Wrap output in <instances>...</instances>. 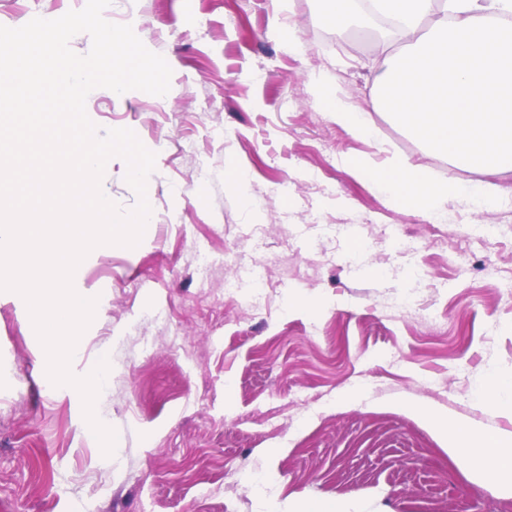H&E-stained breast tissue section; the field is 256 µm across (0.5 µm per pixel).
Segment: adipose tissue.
I'll use <instances>...</instances> for the list:
<instances>
[{
  "label": "adipose tissue",
  "mask_w": 512,
  "mask_h": 512,
  "mask_svg": "<svg viewBox=\"0 0 512 512\" xmlns=\"http://www.w3.org/2000/svg\"><path fill=\"white\" fill-rule=\"evenodd\" d=\"M376 15L395 22L405 49L387 57L375 83L385 109L418 140L455 166L486 174V182L431 183L399 155L382 166L362 157L352 170L384 189L394 204L425 206L432 222L448 200L467 196L489 206L498 197L495 175L512 172V0H372ZM320 103L353 134H374L368 113L350 108L332 87ZM451 460L512 493V434L422 410Z\"/></svg>",
  "instance_id": "adipose-tissue-1"
}]
</instances>
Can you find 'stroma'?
<instances>
[{"instance_id": "obj_1", "label": "stroma", "mask_w": 512, "mask_h": 512, "mask_svg": "<svg viewBox=\"0 0 512 512\" xmlns=\"http://www.w3.org/2000/svg\"><path fill=\"white\" fill-rule=\"evenodd\" d=\"M86 0H0V25L58 18ZM321 0H111L172 70L170 89H96L99 131L133 130L155 152L151 220L132 248H94L75 290L98 298L83 375L110 373L96 404L117 434L104 456L79 393L49 388L23 298L0 291V512H289L357 500L363 512H512L485 476L461 473L412 412L512 432L475 400L488 368L512 373V173L501 204H447L448 248L348 162L399 154L432 181H480L432 153L378 103L373 77L400 40L343 33ZM294 29L303 49L279 33ZM369 110L353 136L318 102L322 82ZM246 171V189L228 177ZM267 234L248 237L246 225ZM265 264L267 301L232 268ZM305 301L309 310L291 308ZM361 387L366 399L343 403Z\"/></svg>"}]
</instances>
